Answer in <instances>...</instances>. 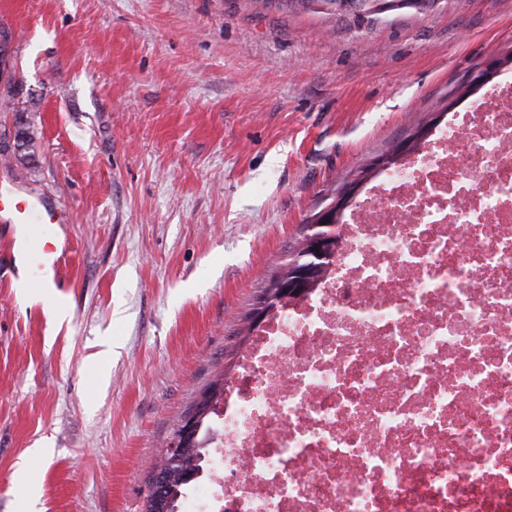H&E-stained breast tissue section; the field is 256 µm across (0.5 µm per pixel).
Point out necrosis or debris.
<instances>
[{"label": "necrosis or debris", "instance_id": "1", "mask_svg": "<svg viewBox=\"0 0 512 512\" xmlns=\"http://www.w3.org/2000/svg\"><path fill=\"white\" fill-rule=\"evenodd\" d=\"M250 333L179 512H512V72Z\"/></svg>", "mask_w": 512, "mask_h": 512}]
</instances>
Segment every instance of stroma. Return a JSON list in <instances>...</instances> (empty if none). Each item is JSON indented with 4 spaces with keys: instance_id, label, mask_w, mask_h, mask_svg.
Masks as SVG:
<instances>
[{
    "instance_id": "obj_1",
    "label": "stroma",
    "mask_w": 512,
    "mask_h": 512,
    "mask_svg": "<svg viewBox=\"0 0 512 512\" xmlns=\"http://www.w3.org/2000/svg\"><path fill=\"white\" fill-rule=\"evenodd\" d=\"M54 285L0 221V512H142L148 473L328 190L512 53V0L382 15L253 0H0ZM65 305L67 316L53 310Z\"/></svg>"
}]
</instances>
